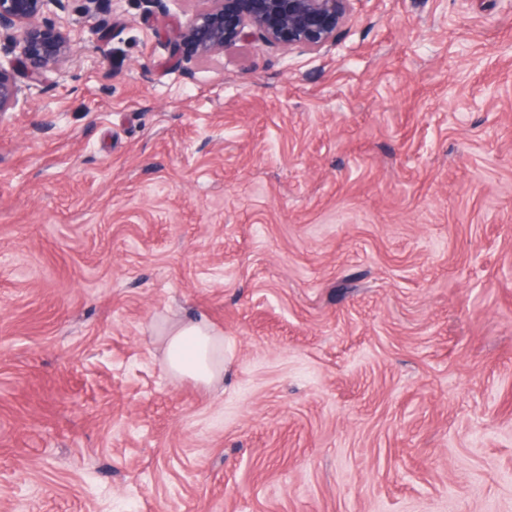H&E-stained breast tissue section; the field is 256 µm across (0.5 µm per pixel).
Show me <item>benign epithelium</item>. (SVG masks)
<instances>
[{"label":"benign epithelium","mask_w":512,"mask_h":512,"mask_svg":"<svg viewBox=\"0 0 512 512\" xmlns=\"http://www.w3.org/2000/svg\"><path fill=\"white\" fill-rule=\"evenodd\" d=\"M176 34V45L210 59L238 42L259 41L288 49L329 52L348 19L352 0H204ZM65 0H0V117L20 100L44 93L43 76L65 80L69 34L40 16L65 10ZM27 78L21 85L18 77Z\"/></svg>","instance_id":"7a95c632"}]
</instances>
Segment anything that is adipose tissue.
I'll return each instance as SVG.
<instances>
[{"label":"adipose tissue","instance_id":"1","mask_svg":"<svg viewBox=\"0 0 512 512\" xmlns=\"http://www.w3.org/2000/svg\"><path fill=\"white\" fill-rule=\"evenodd\" d=\"M165 363L177 378L213 383L224 369V336L203 318L172 327L166 338Z\"/></svg>","mask_w":512,"mask_h":512}]
</instances>
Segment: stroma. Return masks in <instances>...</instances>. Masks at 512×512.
I'll list each match as a JSON object with an SVG mask.
<instances>
[{"mask_svg": "<svg viewBox=\"0 0 512 512\" xmlns=\"http://www.w3.org/2000/svg\"><path fill=\"white\" fill-rule=\"evenodd\" d=\"M196 8L67 0L0 120V512H512V0L208 60ZM166 341L165 363L174 377L210 385L224 372V336L205 318L172 327Z\"/></svg>", "mask_w": 512, "mask_h": 512, "instance_id": "1", "label": "stroma"}]
</instances>
